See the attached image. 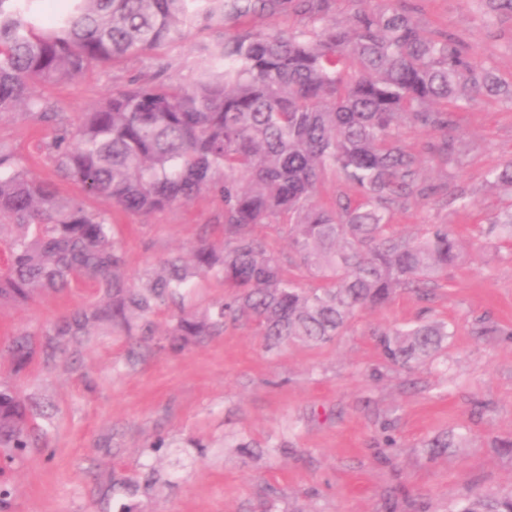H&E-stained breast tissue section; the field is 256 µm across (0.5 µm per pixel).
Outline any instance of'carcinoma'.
<instances>
[{"label": "carcinoma", "mask_w": 512, "mask_h": 512, "mask_svg": "<svg viewBox=\"0 0 512 512\" xmlns=\"http://www.w3.org/2000/svg\"><path fill=\"white\" fill-rule=\"evenodd\" d=\"M331 0H68L49 27L40 0H0V116L20 111L54 120L40 84L71 82L95 64H113L170 45L188 29H221L230 21L292 9L310 26L288 32H243L204 40L208 67L187 84L162 73L132 80L72 127L62 123L49 144L68 197L52 181H35L0 140V304L28 302L48 291L93 288L107 299L47 332L45 360L64 352L58 336H83L97 323L135 339L134 363L152 350L178 352L224 332L228 322L253 326L268 350L290 342L322 346L354 314L389 303L399 291L428 293L460 259L446 224L405 238L389 224L410 198L443 204L421 176V159L400 139L416 128L437 136L439 165H457L464 144L454 112L485 97L512 102V81L478 65L446 30L424 33L408 0L371 10L353 0L346 23L328 16ZM354 191L330 204L318 199L328 176ZM202 192L224 205V240L202 241L192 258L167 257L129 282L114 213H154ZM104 197L112 211L90 207ZM288 226L300 268L320 281L305 287L254 233L258 224ZM491 229L512 239V210ZM211 279L224 299L189 310L185 300ZM173 321L155 337L150 317ZM451 332L445 322L383 331L388 363L412 369L435 360ZM10 349L17 368L36 351L25 338ZM37 413L0 387V448L34 446ZM457 446L453 432L425 443ZM455 512H512V494L477 495Z\"/></svg>", "instance_id": "obj_1"}]
</instances>
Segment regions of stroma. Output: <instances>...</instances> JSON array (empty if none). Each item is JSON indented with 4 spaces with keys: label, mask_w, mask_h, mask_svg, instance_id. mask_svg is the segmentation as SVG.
Masks as SVG:
<instances>
[{
    "label": "stroma",
    "mask_w": 512,
    "mask_h": 512,
    "mask_svg": "<svg viewBox=\"0 0 512 512\" xmlns=\"http://www.w3.org/2000/svg\"><path fill=\"white\" fill-rule=\"evenodd\" d=\"M426 32L457 34L472 54L512 80V17L486 19L481 0H412ZM203 36L187 30L173 44L120 64L95 66L40 93L79 123L113 89L165 69L188 82L208 64ZM470 151L459 168L428 157L433 134L403 129V144L424 158L427 183L454 200L437 210L412 198L390 222L403 236L425 225L454 231L462 258L428 297L402 291L384 307L357 313L335 341L290 343L267 351L251 327L178 353L125 360V339L94 330L55 361L34 357L16 369L3 344L20 334L41 346L45 332L97 302L89 288L48 291L25 304H0V385L44 403L37 446L0 456V512H453L477 494L512 489V243L490 234L512 207V189L493 173L512 160V102L485 98L456 112ZM56 127L22 114L0 117V139L36 180L56 176L49 145ZM220 200L201 193L152 214L116 215L137 277L176 251L224 237ZM421 319L447 321L454 334L441 357L404 371L383 358L375 335ZM497 326L481 335V325ZM466 445L432 456L438 431ZM395 447H386L385 436ZM165 447H154L156 438ZM287 440V455L239 454L240 439Z\"/></svg>",
    "instance_id": "1"
}]
</instances>
